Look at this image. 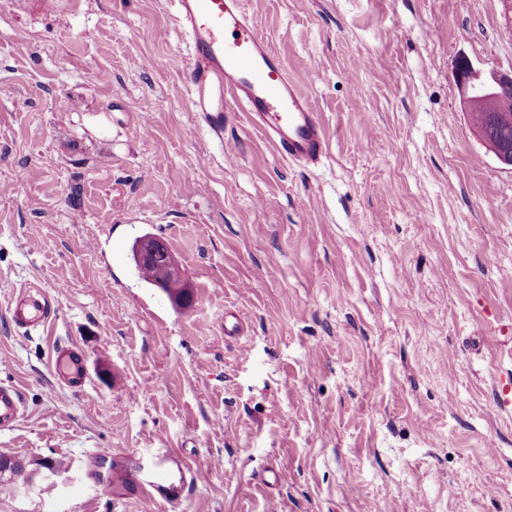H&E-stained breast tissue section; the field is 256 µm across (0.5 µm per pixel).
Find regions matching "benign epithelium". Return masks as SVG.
<instances>
[{
    "label": "benign epithelium",
    "mask_w": 512,
    "mask_h": 512,
    "mask_svg": "<svg viewBox=\"0 0 512 512\" xmlns=\"http://www.w3.org/2000/svg\"><path fill=\"white\" fill-rule=\"evenodd\" d=\"M454 81L458 87L470 126L497 162L512 170V151L498 140V130L512 126V113L494 106V98L502 91L512 89V73H492L488 76L477 69L465 56L458 58ZM135 258L146 265L159 253L166 254L165 275L157 284L174 302H181L188 294V284L181 266L165 245L153 237L145 236L135 245Z\"/></svg>",
    "instance_id": "benign-epithelium-1"
}]
</instances>
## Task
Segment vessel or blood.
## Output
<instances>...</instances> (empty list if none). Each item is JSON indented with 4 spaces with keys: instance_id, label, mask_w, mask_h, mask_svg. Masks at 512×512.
<instances>
[{
    "instance_id": "1",
    "label": "vessel or blood",
    "mask_w": 512,
    "mask_h": 512,
    "mask_svg": "<svg viewBox=\"0 0 512 512\" xmlns=\"http://www.w3.org/2000/svg\"><path fill=\"white\" fill-rule=\"evenodd\" d=\"M176 21L188 38V99L192 111L215 134L224 132V107L234 103L245 112L285 159L317 164L328 151L319 112L309 95L321 79L318 70L288 72L277 52L259 32L244 0H171ZM12 323L26 330L44 328L53 319L50 297L38 290L21 292L9 310ZM53 363L60 383L82 390L87 382L86 355L59 345ZM18 391L0 386V431L12 429L19 416ZM189 467L177 456L152 466L134 464L128 479L136 491L169 502L180 501L189 486Z\"/></svg>"
}]
</instances>
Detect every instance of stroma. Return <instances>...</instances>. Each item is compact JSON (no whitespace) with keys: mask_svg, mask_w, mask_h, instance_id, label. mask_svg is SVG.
I'll return each mask as SVG.
<instances>
[{"mask_svg":"<svg viewBox=\"0 0 512 512\" xmlns=\"http://www.w3.org/2000/svg\"><path fill=\"white\" fill-rule=\"evenodd\" d=\"M247 8L324 75L317 166L234 104L220 137L191 112L168 0H0V385L23 404L0 512H512V171L454 81L462 55L512 71V0ZM146 235L187 308L139 275ZM27 285L55 308L30 333ZM160 448L195 474L176 505L118 474ZM134 252L136 260L141 265L151 263L158 253H165L167 257L166 266L164 257L161 256L154 261L155 267H140L139 272L142 278L148 284L154 285L155 268H163L165 266L164 278L159 281L156 287L168 295L175 303H180L187 296L189 286L183 275L182 268L162 242L153 237L145 236L136 242ZM143 269L149 272L142 271ZM10 319L17 328L37 330L44 328L53 319L51 298L39 290H25L12 302ZM53 354L60 383L75 392L82 390L87 382L85 353L76 346L57 345Z\"/></svg>","mask_w":512,"mask_h":512,"instance_id":"35a3bbf8","label":"stroma"}]
</instances>
